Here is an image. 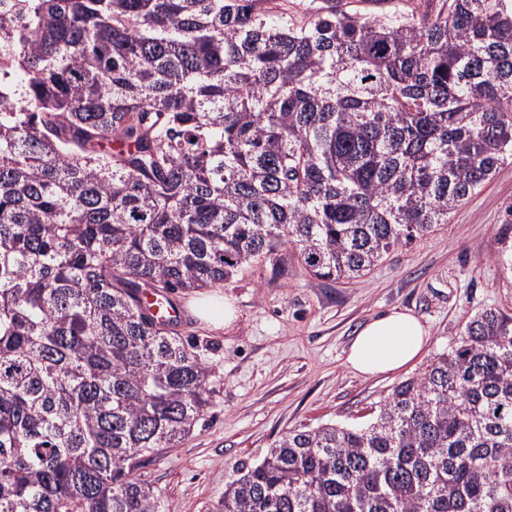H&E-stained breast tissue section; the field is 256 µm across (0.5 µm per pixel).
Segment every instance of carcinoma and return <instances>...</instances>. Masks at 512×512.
<instances>
[{
    "instance_id": "cac0c4a2",
    "label": "carcinoma",
    "mask_w": 512,
    "mask_h": 512,
    "mask_svg": "<svg viewBox=\"0 0 512 512\" xmlns=\"http://www.w3.org/2000/svg\"><path fill=\"white\" fill-rule=\"evenodd\" d=\"M269 2L0 0V512H166L213 367L140 289L356 281L512 160V0ZM207 512H512V313Z\"/></svg>"
}]
</instances>
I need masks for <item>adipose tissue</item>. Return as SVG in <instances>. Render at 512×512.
Listing matches in <instances>:
<instances>
[{"mask_svg":"<svg viewBox=\"0 0 512 512\" xmlns=\"http://www.w3.org/2000/svg\"><path fill=\"white\" fill-rule=\"evenodd\" d=\"M429 330L411 311H389L361 326L345 356L347 368L363 376L395 373L420 359Z\"/></svg>","mask_w":512,"mask_h":512,"instance_id":"1","label":"adipose tissue"}]
</instances>
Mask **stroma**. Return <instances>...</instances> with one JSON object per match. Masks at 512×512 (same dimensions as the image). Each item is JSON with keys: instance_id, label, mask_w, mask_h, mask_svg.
Wrapping results in <instances>:
<instances>
[{"instance_id": "obj_1", "label": "stroma", "mask_w": 512, "mask_h": 512, "mask_svg": "<svg viewBox=\"0 0 512 512\" xmlns=\"http://www.w3.org/2000/svg\"><path fill=\"white\" fill-rule=\"evenodd\" d=\"M512 227V163L420 242L393 250L353 283L308 274L296 254L284 268L260 263L220 287L233 301L231 328L198 319L180 329L214 368L212 406L191 435L142 469L169 512H203L237 466L252 463L288 430L353 424L413 368L364 378L343 360L356 330L374 314L407 308L429 326L426 356L447 350L485 308L512 312V273L496 256Z\"/></svg>"}]
</instances>
